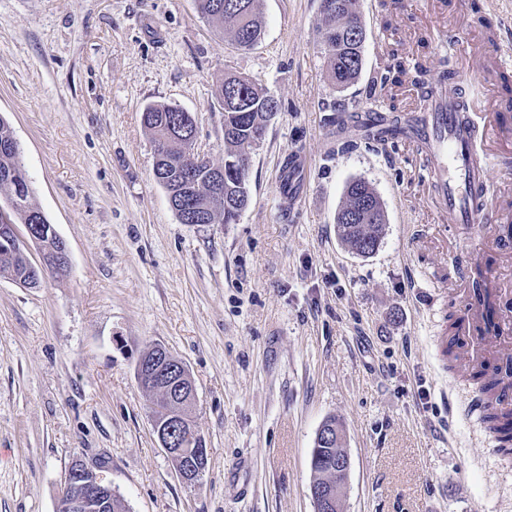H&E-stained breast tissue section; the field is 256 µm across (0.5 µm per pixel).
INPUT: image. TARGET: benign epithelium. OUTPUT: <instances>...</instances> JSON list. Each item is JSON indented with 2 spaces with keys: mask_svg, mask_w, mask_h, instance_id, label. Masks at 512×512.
<instances>
[{
  "mask_svg": "<svg viewBox=\"0 0 512 512\" xmlns=\"http://www.w3.org/2000/svg\"><path fill=\"white\" fill-rule=\"evenodd\" d=\"M136 375L140 384L165 393V407L153 420L154 431L180 478L186 483L197 481L207 466L208 452L205 447H195L201 437L185 413V406L196 399L192 377L185 365L163 347H155L151 354L140 357ZM351 468L348 450L336 449V464L329 469L331 481H314L309 486L313 504L323 512H342V490ZM114 496L112 486L77 459L65 476L59 503L71 512H84L92 503L102 506L112 502Z\"/></svg>",
  "mask_w": 512,
  "mask_h": 512,
  "instance_id": "1",
  "label": "benign epithelium"
}]
</instances>
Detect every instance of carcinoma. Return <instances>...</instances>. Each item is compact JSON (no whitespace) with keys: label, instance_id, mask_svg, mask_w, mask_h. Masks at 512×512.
<instances>
[{"label":"carcinoma","instance_id":"1","mask_svg":"<svg viewBox=\"0 0 512 512\" xmlns=\"http://www.w3.org/2000/svg\"><path fill=\"white\" fill-rule=\"evenodd\" d=\"M336 7L322 10L318 29L320 39L336 35L334 48L325 54L329 75L335 85L345 88L355 82L363 67L365 30L356 10V0H334ZM199 13L221 33L229 36L242 50L252 48L263 33L259 0H196ZM353 22L362 36L354 42L345 36L343 25ZM216 96L224 111V196L211 194L210 171L200 168L195 181L187 184L184 161L188 143L185 135L197 132L195 119L173 105H152L143 112V124L154 143L156 180L172 194L175 205L209 216L210 224H234L241 216L240 206H248L249 157L246 149L262 143L275 113L266 109L267 92L250 79L227 73ZM0 193L16 198L6 219L0 218V276L25 288L39 283L29 279L27 249L16 245L18 224H47V216L31 202V191L20 162V149L0 116ZM346 201L336 217L340 241L358 256L372 255L387 223L386 213L376 191L364 180L353 179L345 188ZM367 202L364 220L346 221V210L356 201ZM481 389L493 399L486 422L506 451L512 450V409L499 405L500 393L512 385V365L483 367L473 373Z\"/></svg>","mask_w":512,"mask_h":512}]
</instances>
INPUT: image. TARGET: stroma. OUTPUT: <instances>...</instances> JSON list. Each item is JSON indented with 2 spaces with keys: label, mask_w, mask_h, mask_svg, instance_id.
<instances>
[{
  "label": "stroma",
  "mask_w": 512,
  "mask_h": 512,
  "mask_svg": "<svg viewBox=\"0 0 512 512\" xmlns=\"http://www.w3.org/2000/svg\"><path fill=\"white\" fill-rule=\"evenodd\" d=\"M468 28L440 47L426 0H357L366 30L359 79L337 90L318 34L320 0H260L262 39L238 49L195 0H0V116L21 148L31 201L66 241L67 278L25 288L0 277V512H57L83 460L129 512H315L310 459L336 418L352 470L343 512H512V454L484 447L461 411L476 389L445 354L464 300L456 280L473 228L442 227L439 246L408 232L435 223L404 144L361 139L337 112L403 115L425 81L495 41L512 75V0H442ZM403 61L390 70L391 53ZM253 79L279 109L251 149L250 203L234 224H183L154 176L147 106L192 114L197 147L224 162L226 72ZM395 96L373 90L381 73ZM305 160L301 198L284 203L281 165ZM354 178L379 195L376 252L352 254L336 214ZM162 345L196 387L191 416L208 449L184 483L153 431L136 364Z\"/></svg>",
  "instance_id": "stroma-1"
}]
</instances>
